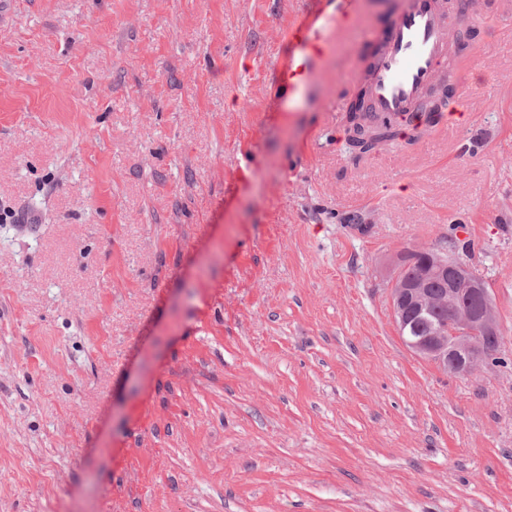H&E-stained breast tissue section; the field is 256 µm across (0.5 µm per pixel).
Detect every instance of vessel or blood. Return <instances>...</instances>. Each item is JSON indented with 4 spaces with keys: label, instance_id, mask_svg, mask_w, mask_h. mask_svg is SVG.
<instances>
[{
    "label": "vessel or blood",
    "instance_id": "b4317fda",
    "mask_svg": "<svg viewBox=\"0 0 512 512\" xmlns=\"http://www.w3.org/2000/svg\"><path fill=\"white\" fill-rule=\"evenodd\" d=\"M448 16L436 0H398L386 29H375L362 17L359 0H338L332 13H315L292 24L287 32L291 55L277 69L275 91L282 102H292L310 87L319 64L332 50L331 37L356 33L379 54L356 58L350 83L367 80L365 111L403 121L419 111L429 92L447 80L450 59L459 50L450 37Z\"/></svg>",
    "mask_w": 512,
    "mask_h": 512
}]
</instances>
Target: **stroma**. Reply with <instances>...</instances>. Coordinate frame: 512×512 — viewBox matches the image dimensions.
I'll return each instance as SVG.
<instances>
[{"mask_svg":"<svg viewBox=\"0 0 512 512\" xmlns=\"http://www.w3.org/2000/svg\"><path fill=\"white\" fill-rule=\"evenodd\" d=\"M320 3L10 0L0 512H512V0H470L459 123L360 158L365 46L274 95ZM452 236L504 336L470 376L389 300Z\"/></svg>","mask_w":512,"mask_h":512,"instance_id":"stroma-1","label":"stroma"}]
</instances>
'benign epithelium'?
<instances>
[{
  "label": "benign epithelium",
  "instance_id": "7a95c632",
  "mask_svg": "<svg viewBox=\"0 0 512 512\" xmlns=\"http://www.w3.org/2000/svg\"><path fill=\"white\" fill-rule=\"evenodd\" d=\"M430 264L433 275L448 280V293L434 298L426 289L427 279L403 282L401 275H396L390 288L394 321L402 333L409 308L423 312L436 305L448 307V331L410 336L406 343L420 358L456 374L469 375L483 366L489 353L502 346L490 292L479 273L460 265L447 252L433 253Z\"/></svg>",
  "mask_w": 512,
  "mask_h": 512
}]
</instances>
